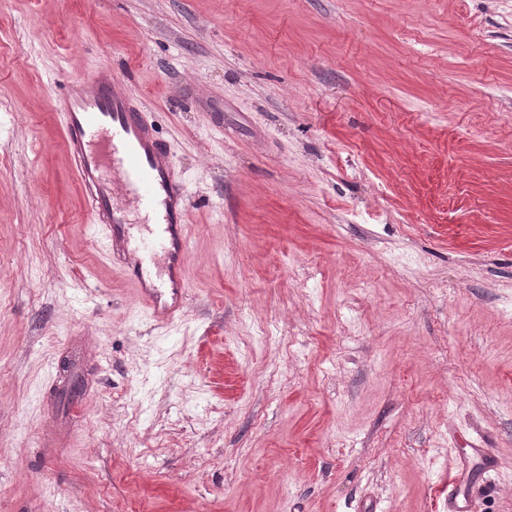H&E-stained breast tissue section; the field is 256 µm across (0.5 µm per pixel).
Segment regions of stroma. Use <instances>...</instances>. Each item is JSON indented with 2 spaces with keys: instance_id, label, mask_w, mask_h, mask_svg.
<instances>
[{
  "instance_id": "35a3bbf8",
  "label": "stroma",
  "mask_w": 512,
  "mask_h": 512,
  "mask_svg": "<svg viewBox=\"0 0 512 512\" xmlns=\"http://www.w3.org/2000/svg\"><path fill=\"white\" fill-rule=\"evenodd\" d=\"M102 67L189 194L164 325L62 148ZM475 444L512 512V0H0V512H437Z\"/></svg>"
}]
</instances>
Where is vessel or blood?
Returning <instances> with one entry per match:
<instances>
[{
    "instance_id": "vessel-or-blood-1",
    "label": "vessel or blood",
    "mask_w": 512,
    "mask_h": 512,
    "mask_svg": "<svg viewBox=\"0 0 512 512\" xmlns=\"http://www.w3.org/2000/svg\"><path fill=\"white\" fill-rule=\"evenodd\" d=\"M70 157L113 268L159 321L178 316L187 293L189 200L166 146L111 69L61 77L54 93ZM444 512H469L459 480Z\"/></svg>"
}]
</instances>
